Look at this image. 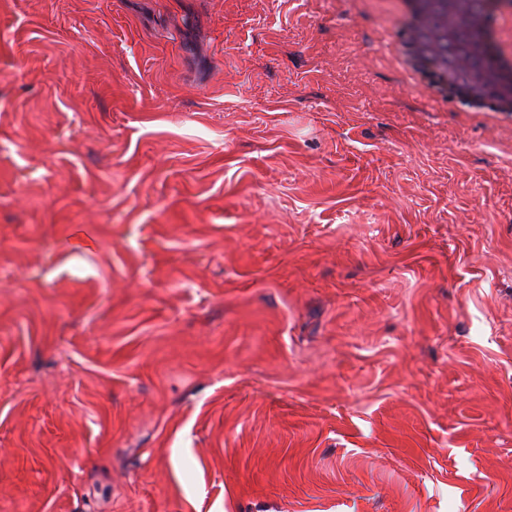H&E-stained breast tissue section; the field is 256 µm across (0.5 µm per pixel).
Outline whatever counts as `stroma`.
<instances>
[{
    "instance_id": "35a3bbf8",
    "label": "stroma",
    "mask_w": 512,
    "mask_h": 512,
    "mask_svg": "<svg viewBox=\"0 0 512 512\" xmlns=\"http://www.w3.org/2000/svg\"><path fill=\"white\" fill-rule=\"evenodd\" d=\"M384 0H0V512H512V123ZM405 6L406 17L412 24L416 21L420 11L432 13L444 19L449 13L459 9L462 4L455 0L401 1ZM477 17L460 8L455 14L448 17L445 26L448 39L460 30L477 23ZM444 40L434 55H423L420 60L414 59L410 48L403 44H393L389 51L395 64L407 75L412 85L420 90L451 89L463 102L462 112L481 113L495 116L497 112H510L500 108L490 99L473 100L464 91L465 83L457 74L448 69L447 42Z\"/></svg>"
}]
</instances>
